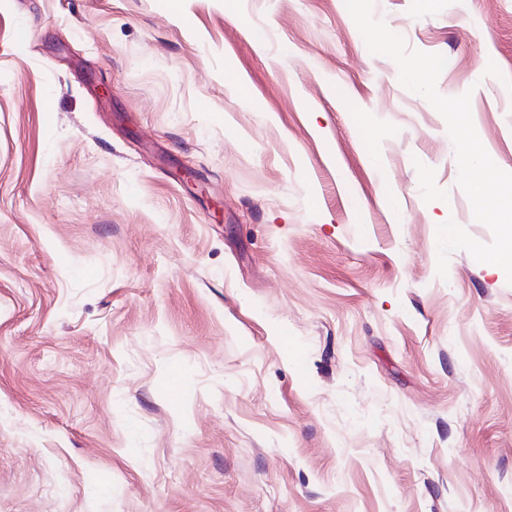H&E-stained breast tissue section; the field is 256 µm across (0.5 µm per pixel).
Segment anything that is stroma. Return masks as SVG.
Returning <instances> with one entry per match:
<instances>
[{"label": "stroma", "instance_id": "1", "mask_svg": "<svg viewBox=\"0 0 512 512\" xmlns=\"http://www.w3.org/2000/svg\"><path fill=\"white\" fill-rule=\"evenodd\" d=\"M512 172V0H375ZM345 0H0V512H512V285Z\"/></svg>", "mask_w": 512, "mask_h": 512}]
</instances>
